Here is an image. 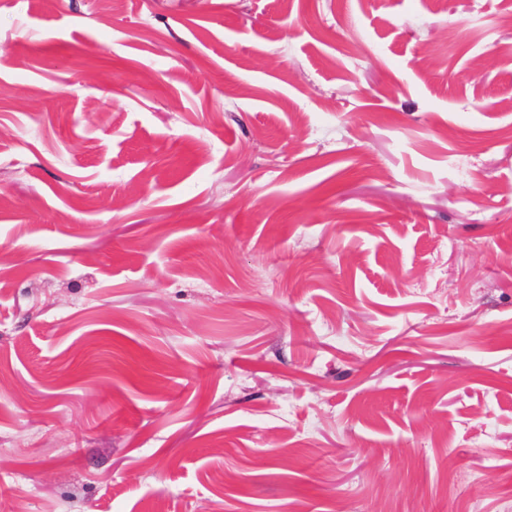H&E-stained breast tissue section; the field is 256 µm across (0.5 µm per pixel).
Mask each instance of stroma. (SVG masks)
Returning <instances> with one entry per match:
<instances>
[{
	"mask_svg": "<svg viewBox=\"0 0 512 512\" xmlns=\"http://www.w3.org/2000/svg\"><path fill=\"white\" fill-rule=\"evenodd\" d=\"M0 491L512 512V0H0Z\"/></svg>",
	"mask_w": 512,
	"mask_h": 512,
	"instance_id": "stroma-1",
	"label": "stroma"
}]
</instances>
